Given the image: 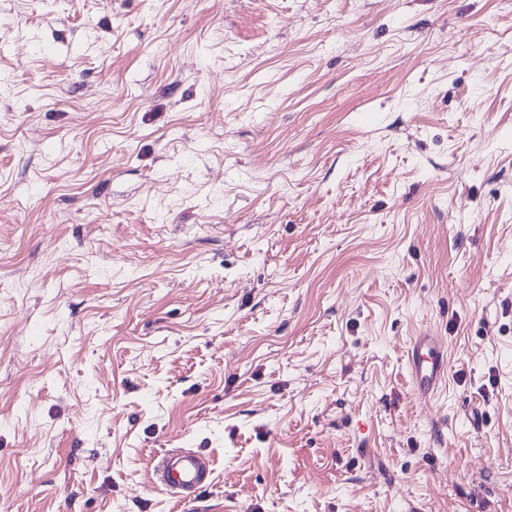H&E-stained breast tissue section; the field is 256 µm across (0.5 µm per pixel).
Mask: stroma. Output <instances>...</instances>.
<instances>
[{"label":"stroma","instance_id":"stroma-1","mask_svg":"<svg viewBox=\"0 0 512 512\" xmlns=\"http://www.w3.org/2000/svg\"><path fill=\"white\" fill-rule=\"evenodd\" d=\"M0 512H512V0H0ZM412 378L425 394L433 391L447 373L442 343L434 336H419L409 350ZM157 486L178 502L191 498L209 484V460L195 451L179 449L161 454L156 461Z\"/></svg>","mask_w":512,"mask_h":512}]
</instances>
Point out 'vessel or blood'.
<instances>
[{
  "instance_id": "1",
  "label": "vessel or blood",
  "mask_w": 512,
  "mask_h": 512,
  "mask_svg": "<svg viewBox=\"0 0 512 512\" xmlns=\"http://www.w3.org/2000/svg\"><path fill=\"white\" fill-rule=\"evenodd\" d=\"M409 362L414 383L424 394L433 391L447 373L443 345L432 336L415 339L409 350ZM155 475L158 487L181 502L208 485L211 468L204 455L179 449L158 457Z\"/></svg>"
}]
</instances>
